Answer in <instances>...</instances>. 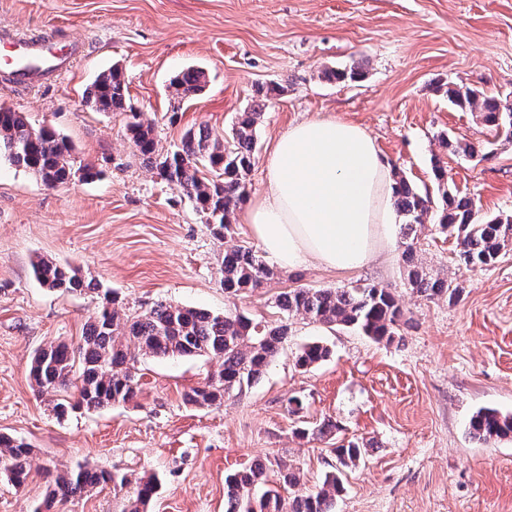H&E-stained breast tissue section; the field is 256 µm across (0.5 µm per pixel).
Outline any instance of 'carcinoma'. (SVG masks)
I'll return each mask as SVG.
<instances>
[{
  "mask_svg": "<svg viewBox=\"0 0 512 512\" xmlns=\"http://www.w3.org/2000/svg\"><path fill=\"white\" fill-rule=\"evenodd\" d=\"M206 84L205 72L187 68L169 83L180 98L198 95ZM280 93L277 86L260 88V99L239 113L231 140L214 137L206 127L185 132L181 145L173 151L159 150L154 128L141 120L128 103V86L117 66L102 73L93 83L86 104L97 112H126V132L142 164L162 180L173 185L195 204L206 217L213 236L219 240L231 233L237 205L246 194L245 178L251 169L259 121L271 97ZM448 101L462 110L481 113L485 123L512 139V112L503 110L495 97H484L471 88H450ZM442 146L454 154L486 158L475 146L441 135ZM36 174L44 184L55 187L73 174L71 147L54 132L35 128L26 117L10 108L0 107V159ZM432 170L441 194L443 209L438 220L440 232L456 237L458 261L466 266H490L512 250V215L490 219L478 216L476 202L449 188L446 166L436 158ZM433 199L406 178L397 179L395 206L405 223L404 261L409 267L408 283L417 295L433 300L443 296L454 301L459 285L447 277L430 275L418 264L414 240L424 224ZM224 291L239 295L253 291L273 276L272 269L253 250L227 249L218 262ZM38 281L50 290L95 292L97 288L76 271L68 272L56 263L40 259L33 264ZM277 306L287 317L302 316L329 327L356 329L381 343L396 333L403 311L392 292L373 284L347 288H291L278 296ZM288 339V322L258 321L237 310L222 314L157 302L150 309L125 313L115 308V298L103 294L98 312L87 324L81 343L73 347L60 341L38 350L31 367L36 391L54 402L56 416L68 410L100 409L126 404L140 390L141 374L135 367L137 356L204 357L216 362L201 385L183 395L186 404L195 407L219 406L224 397L240 393L254 385L279 354ZM330 356L320 342L304 345L296 356V365L310 368ZM336 429L327 420L311 429L296 431L302 439L323 441ZM473 437L479 441L512 437V415L494 409H481L470 420ZM336 457V470L327 474L314 492H297L285 499L279 488L300 484V474L290 466L277 471L276 484H269V466L252 463L225 478L224 512H333L343 492L344 469L358 465L362 445L356 440L330 443ZM31 448L23 442L0 436V475L16 487L29 476ZM49 495L35 512L50 510L56 498L79 497L108 484L124 487L130 480L124 475L78 465L56 473L48 472ZM158 482L155 476L135 481L128 499L127 512H147Z\"/></svg>",
  "mask_w": 512,
  "mask_h": 512,
  "instance_id": "1",
  "label": "carcinoma"
}]
</instances>
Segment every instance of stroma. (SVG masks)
<instances>
[{
  "label": "stroma",
  "instance_id": "35a3bbf8",
  "mask_svg": "<svg viewBox=\"0 0 512 512\" xmlns=\"http://www.w3.org/2000/svg\"><path fill=\"white\" fill-rule=\"evenodd\" d=\"M50 27L82 40V53L60 77L24 90L0 86V107L53 129L72 145L74 166L97 175L50 188L0 161V434L33 450L24 487L0 482V512H32L45 497V470L77 464L131 479L157 475L148 512H224L225 477L259 458L293 465L312 490L336 459L293 430L326 419L337 424L336 439L368 446L343 477L336 512H512V440L486 444L469 428L481 409L512 414V252L489 267L459 265L455 238L428 216L418 261L461 284L453 302L409 290L398 236L359 269L279 268L239 297L225 293L218 272L224 249L260 251L242 215L265 190L272 141L309 119L362 126L393 170L421 189L433 188L431 159L440 157L449 185L473 197L480 215L512 213V141L436 91L449 83L512 103V0H0V30ZM353 65L359 79H333ZM113 66L163 149L201 126L230 137L259 87H284L257 130L232 237L216 240L192 201L142 165L123 113L86 106L88 87ZM190 67L205 72L206 86L183 100L169 80ZM443 133L492 154H451ZM41 258L77 269L128 312L165 301L215 313L235 307L273 322L280 292L360 281L390 288L406 316L388 343L293 318L267 374L216 409L182 398L214 362L144 358L133 401L59 419L32 389L30 361L50 342H78L101 296L43 287L32 269ZM313 341L330 357L296 368V352ZM292 396L304 400L296 414L287 411ZM128 495L109 484L51 512H125Z\"/></svg>",
  "mask_w": 512,
  "mask_h": 512
}]
</instances>
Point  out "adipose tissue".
Segmentation results:
<instances>
[{"instance_id": "obj_1", "label": "adipose tissue", "mask_w": 512, "mask_h": 512, "mask_svg": "<svg viewBox=\"0 0 512 512\" xmlns=\"http://www.w3.org/2000/svg\"><path fill=\"white\" fill-rule=\"evenodd\" d=\"M265 178L244 220L280 268L347 272L390 248L394 172L362 127L330 117L288 128L268 152Z\"/></svg>"}]
</instances>
